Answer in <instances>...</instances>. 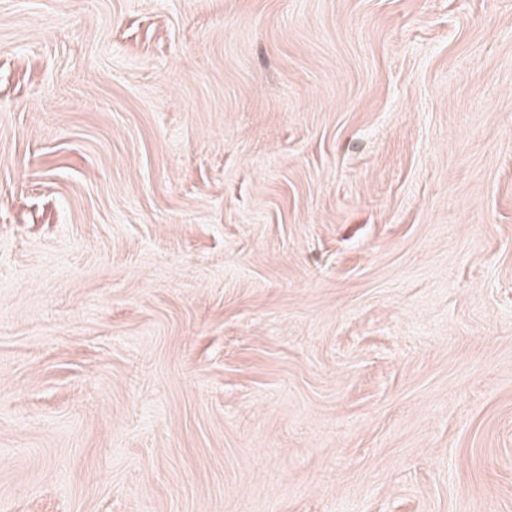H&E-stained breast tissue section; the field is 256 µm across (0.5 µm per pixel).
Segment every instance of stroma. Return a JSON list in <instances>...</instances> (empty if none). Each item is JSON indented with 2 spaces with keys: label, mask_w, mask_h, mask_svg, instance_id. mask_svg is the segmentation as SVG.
<instances>
[{
  "label": "stroma",
  "mask_w": 512,
  "mask_h": 512,
  "mask_svg": "<svg viewBox=\"0 0 512 512\" xmlns=\"http://www.w3.org/2000/svg\"><path fill=\"white\" fill-rule=\"evenodd\" d=\"M0 512H512V0H0Z\"/></svg>",
  "instance_id": "35a3bbf8"
}]
</instances>
